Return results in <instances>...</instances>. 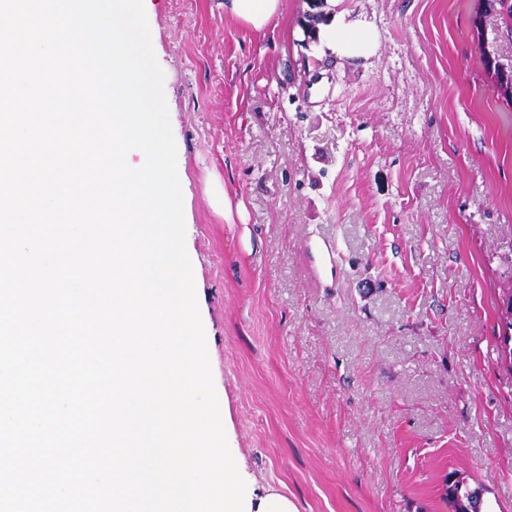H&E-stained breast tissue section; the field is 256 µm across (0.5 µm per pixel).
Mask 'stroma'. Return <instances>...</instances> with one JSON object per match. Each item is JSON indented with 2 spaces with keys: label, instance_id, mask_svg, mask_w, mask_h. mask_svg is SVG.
Returning a JSON list of instances; mask_svg holds the SVG:
<instances>
[{
  "label": "stroma",
  "instance_id": "stroma-1",
  "mask_svg": "<svg viewBox=\"0 0 512 512\" xmlns=\"http://www.w3.org/2000/svg\"><path fill=\"white\" fill-rule=\"evenodd\" d=\"M370 58L147 0L186 250L247 488L298 512H512V30L486 0H322ZM220 180L229 212L212 208ZM467 486L458 481L448 480L445 484L444 495L448 502L453 504L455 512H481L479 491Z\"/></svg>",
  "mask_w": 512,
  "mask_h": 512
}]
</instances>
